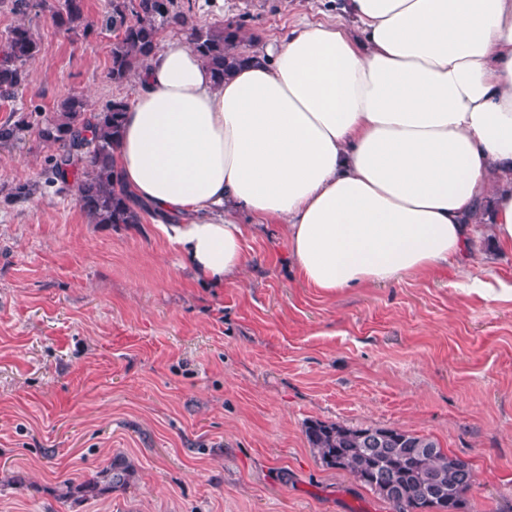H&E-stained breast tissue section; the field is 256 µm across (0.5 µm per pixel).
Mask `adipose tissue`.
I'll return each mask as SVG.
<instances>
[{
    "instance_id": "adipose-tissue-1",
    "label": "adipose tissue",
    "mask_w": 512,
    "mask_h": 512,
    "mask_svg": "<svg viewBox=\"0 0 512 512\" xmlns=\"http://www.w3.org/2000/svg\"><path fill=\"white\" fill-rule=\"evenodd\" d=\"M216 81L188 40L136 76L115 162L199 278L273 224L322 296L512 251V0H341Z\"/></svg>"
}]
</instances>
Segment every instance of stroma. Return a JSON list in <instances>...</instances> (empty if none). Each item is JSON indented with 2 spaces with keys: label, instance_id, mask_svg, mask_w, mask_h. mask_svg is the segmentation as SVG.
<instances>
[{
  "label": "stroma",
  "instance_id": "obj_1",
  "mask_svg": "<svg viewBox=\"0 0 512 512\" xmlns=\"http://www.w3.org/2000/svg\"><path fill=\"white\" fill-rule=\"evenodd\" d=\"M0 0V42L30 25L41 53L0 97V123L133 100L112 83L106 0L73 35L38 0ZM196 23L243 20L251 51L300 21L342 22L336 0H191ZM36 128L0 146V512H393L322 464L309 421L397 427L469 460L470 512L512 506V299L471 279L512 281L487 233L455 268L321 296L273 227L247 242L239 280L209 288L150 218L92 224L72 185L49 184ZM34 185L26 197L15 187ZM124 459L127 487L66 497Z\"/></svg>",
  "mask_w": 512,
  "mask_h": 512
}]
</instances>
